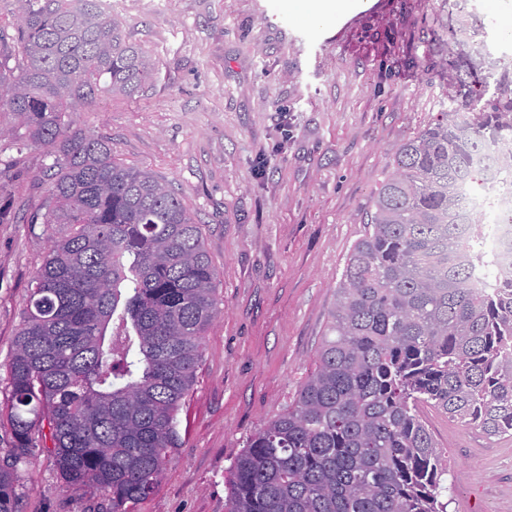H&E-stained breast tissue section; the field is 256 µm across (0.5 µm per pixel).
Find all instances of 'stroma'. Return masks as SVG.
<instances>
[{"label": "stroma", "mask_w": 512, "mask_h": 512, "mask_svg": "<svg viewBox=\"0 0 512 512\" xmlns=\"http://www.w3.org/2000/svg\"><path fill=\"white\" fill-rule=\"evenodd\" d=\"M155 66L151 86L76 112L126 165L169 184L200 224L219 313L159 486L136 512H227L246 441L314 370L346 258L403 145L455 94L461 28L492 32L488 0H365L284 20L274 0H112ZM0 111V467L11 462L8 364L30 287L67 225L41 207L53 159ZM448 464V512H512V438L431 413ZM17 512H112L38 451L20 465Z\"/></svg>", "instance_id": "35a3bbf8"}]
</instances>
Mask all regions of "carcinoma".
Here are the masks:
<instances>
[{
  "mask_svg": "<svg viewBox=\"0 0 512 512\" xmlns=\"http://www.w3.org/2000/svg\"><path fill=\"white\" fill-rule=\"evenodd\" d=\"M15 2L0 109L55 157L47 223L71 231L33 281L9 364L15 448L0 467V512H15L35 429L66 484L135 512L176 445L218 314L216 271L173 191L72 129L77 106L152 83L149 56L100 0ZM479 66L470 61L456 106L401 149L347 258L318 364L234 460L228 512H447L448 468L424 410L512 437V264L484 248L470 204L490 175L512 190V70L479 81ZM479 265L483 294L470 288Z\"/></svg>",
  "mask_w": 512,
  "mask_h": 512,
  "instance_id": "carcinoma-1",
  "label": "carcinoma"
}]
</instances>
